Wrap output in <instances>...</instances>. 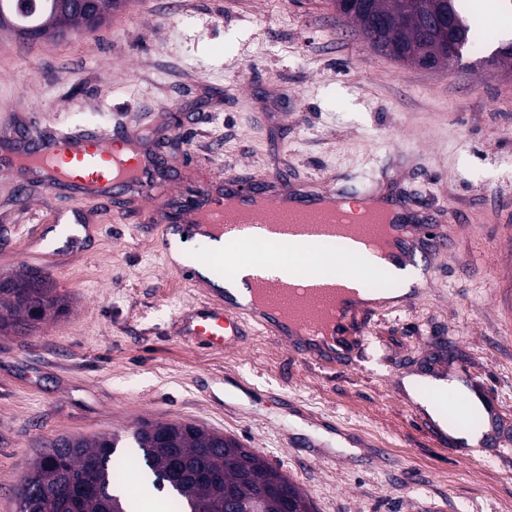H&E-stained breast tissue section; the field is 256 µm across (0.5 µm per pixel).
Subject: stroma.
Instances as JSON below:
<instances>
[{"label": "stroma", "instance_id": "obj_1", "mask_svg": "<svg viewBox=\"0 0 512 512\" xmlns=\"http://www.w3.org/2000/svg\"><path fill=\"white\" fill-rule=\"evenodd\" d=\"M470 16L491 38L447 70L374 51L328 0H130L60 41L0 30V127L167 112L183 127L159 130L164 151L197 164L174 195L282 171L350 193L384 184L470 217L411 307L367 319L353 364L328 370L253 332L215 351L181 340L177 318L198 294L169 269L161 229L98 205L99 234L51 277L68 313L0 332V512H17L45 440L124 436L144 420L236 439L315 512H512V70L481 63L512 32ZM63 205L37 189L19 207L0 174V242L13 244L0 273L39 268L29 230ZM440 360L491 399L504 445L442 448L417 423L393 366Z\"/></svg>", "mask_w": 512, "mask_h": 512}]
</instances>
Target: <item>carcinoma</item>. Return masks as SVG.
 Masks as SVG:
<instances>
[{"mask_svg":"<svg viewBox=\"0 0 512 512\" xmlns=\"http://www.w3.org/2000/svg\"><path fill=\"white\" fill-rule=\"evenodd\" d=\"M60 0H33L18 8L17 0H0V12L13 27L29 34V44L55 39L61 22L72 31L91 29L79 12L61 16ZM422 16L397 24L402 0H331L336 17L351 19L371 46L384 44L392 57L411 63L419 52L448 57V47L460 50L471 42V23L461 0H423ZM126 0H94L98 26L109 21L112 11ZM68 311L64 296L47 278L33 279V271L21 269L0 276V331L26 334L47 317ZM221 435L182 422H142L131 431L134 447L141 453L143 482L158 491L170 490L172 512H228L224 491L235 495L238 512H256L260 484L250 473L261 467L271 482L282 481L314 512L312 501L286 475L258 455L243 449L230 454L218 447ZM121 439L99 436H64L43 446L18 486V512H138L139 503L117 494L123 465L113 462Z\"/></svg>","mask_w":512,"mask_h":512,"instance_id":"obj_1","label":"carcinoma"}]
</instances>
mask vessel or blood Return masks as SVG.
Segmentation results:
<instances>
[{
  "label": "vessel or blood",
  "instance_id": "vessel-or-blood-1",
  "mask_svg": "<svg viewBox=\"0 0 512 512\" xmlns=\"http://www.w3.org/2000/svg\"><path fill=\"white\" fill-rule=\"evenodd\" d=\"M149 131V125L122 113L113 114L110 127L92 131L9 127L0 130V142L7 148L0 155V171L14 177L21 204L30 198L27 177L36 174L45 191L72 201L121 199L126 208L141 209L143 224L166 225L171 234L188 235L194 227H207L211 238L224 241V261L233 269L239 262L235 248L253 224L264 227L268 239L291 254L311 241L359 242L369 225L385 224L393 235V249L379 256L384 267L416 253L433 260L455 241L446 218H453V224L467 221L465 212L449 216L441 210L414 222L404 203L388 192L369 187L350 197L318 181L290 185L282 173L259 174L245 185L217 178L201 187L192 201L175 207L161 190L171 162L151 146ZM95 230L89 220L79 218L77 224L59 226L55 244L64 248L81 243L83 235ZM179 271L186 283L202 288L205 295L181 316L178 330L201 349L226 348L248 328L329 369L347 361L352 351L349 329H360L378 312L374 306L357 307L336 318L333 341L327 345L315 335H294L288 322L302 319L316 326L335 317L336 299L348 286V277L315 279L299 265L285 280L255 275L244 287L263 305L248 308L223 289L202 287L196 266L183 265Z\"/></svg>",
  "mask_w": 512,
  "mask_h": 512
}]
</instances>
